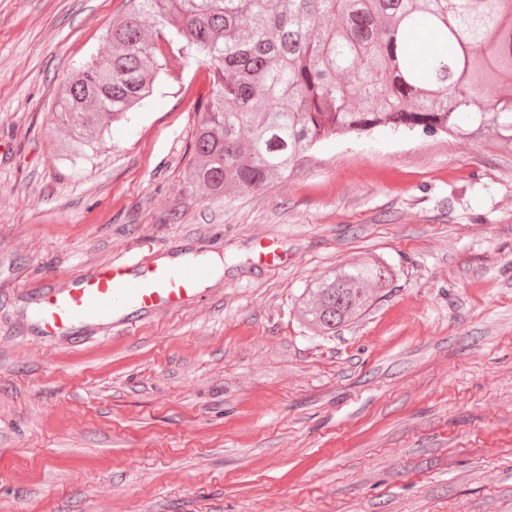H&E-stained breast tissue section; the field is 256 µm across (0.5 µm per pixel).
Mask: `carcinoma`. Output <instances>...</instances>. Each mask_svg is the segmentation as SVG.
Returning a JSON list of instances; mask_svg holds the SVG:
<instances>
[{
    "mask_svg": "<svg viewBox=\"0 0 512 512\" xmlns=\"http://www.w3.org/2000/svg\"><path fill=\"white\" fill-rule=\"evenodd\" d=\"M91 57L60 87L56 154L90 160L161 80L206 66L208 95L183 191L224 196L288 175L323 140L392 131L512 145V23L506 0H128ZM430 34L423 62L405 40ZM375 256L339 265L299 295L321 336L363 316L393 281Z\"/></svg>",
    "mask_w": 512,
    "mask_h": 512,
    "instance_id": "cac0c4a2",
    "label": "carcinoma"
}]
</instances>
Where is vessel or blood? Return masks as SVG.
I'll return each instance as SVG.
<instances>
[{"mask_svg":"<svg viewBox=\"0 0 512 512\" xmlns=\"http://www.w3.org/2000/svg\"><path fill=\"white\" fill-rule=\"evenodd\" d=\"M210 276L200 264L172 265L136 262L104 265L92 273H77L61 288L32 285L42 334L59 336L81 326L120 320L130 312L149 316L159 309L184 306L198 295Z\"/></svg>","mask_w":512,"mask_h":512,"instance_id":"1","label":"vessel or blood"}]
</instances>
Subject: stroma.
<instances>
[{"label":"stroma","mask_w":512,"mask_h":512,"mask_svg":"<svg viewBox=\"0 0 512 512\" xmlns=\"http://www.w3.org/2000/svg\"><path fill=\"white\" fill-rule=\"evenodd\" d=\"M126 7L0 0V512H512V151L339 135L188 196L198 68L60 162L59 83ZM149 252L211 265L197 300L41 335L30 284ZM365 255L390 288L312 335L298 295Z\"/></svg>","instance_id":"1"}]
</instances>
